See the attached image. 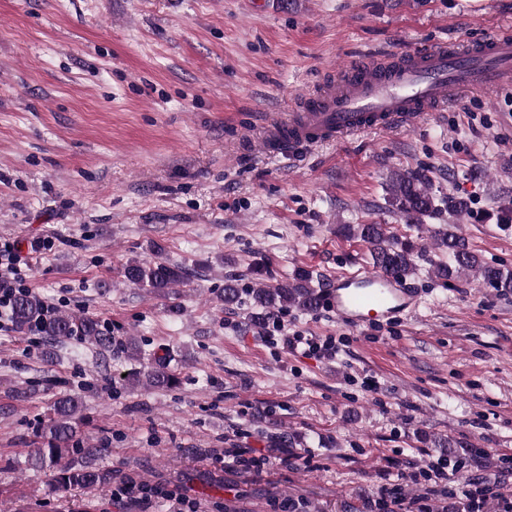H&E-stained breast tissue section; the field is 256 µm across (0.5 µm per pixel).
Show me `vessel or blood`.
<instances>
[{
	"instance_id": "1",
	"label": "vessel or blood",
	"mask_w": 512,
	"mask_h": 512,
	"mask_svg": "<svg viewBox=\"0 0 512 512\" xmlns=\"http://www.w3.org/2000/svg\"><path fill=\"white\" fill-rule=\"evenodd\" d=\"M509 86L512 34L506 32L461 49L441 44L396 54L384 63L355 60L340 79L303 96L288 121L269 125L265 143L292 158L328 139L409 128L464 93L490 94ZM324 298L337 320L353 328L389 322L413 312L419 302L416 289L366 270L336 275Z\"/></svg>"
}]
</instances>
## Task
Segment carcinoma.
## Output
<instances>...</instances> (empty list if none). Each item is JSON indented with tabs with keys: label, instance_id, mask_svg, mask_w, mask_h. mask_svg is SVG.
<instances>
[{
	"label": "carcinoma",
	"instance_id": "cac0c4a2",
	"mask_svg": "<svg viewBox=\"0 0 512 512\" xmlns=\"http://www.w3.org/2000/svg\"><path fill=\"white\" fill-rule=\"evenodd\" d=\"M391 203L408 223L421 224L424 218L438 210L439 199L432 192L424 171L406 170L392 175ZM347 232L367 246L377 271L399 280L414 274L416 258L422 253V248L411 241L394 238L386 225L359 224L355 228H347ZM435 234L438 248L448 253V261L435 265L436 277L451 281L465 271H472L484 285L501 294L512 293L511 268L484 262L468 241L454 231L439 229ZM124 275L130 283L156 291L170 288L186 278L185 272L161 262H132L125 267ZM251 296L258 318L287 306L312 309L318 300V292L312 287L307 273H300L293 281L273 288H255ZM13 317L21 327L40 325L49 344L77 337L92 342L101 355L112 349V337L101 333L93 318L60 314L46 320L43 318V303L32 295H22L17 299ZM133 380L161 390L170 389L178 383V378L160 363L144 372H136ZM78 408V399L73 396L61 394L55 398L53 416L44 428L47 447L38 449L28 460V466L48 472L50 482L59 488L104 487L110 483L111 475L95 463L100 449L74 446L76 431L72 421Z\"/></svg>",
	"mask_w": 512,
	"mask_h": 512
}]
</instances>
